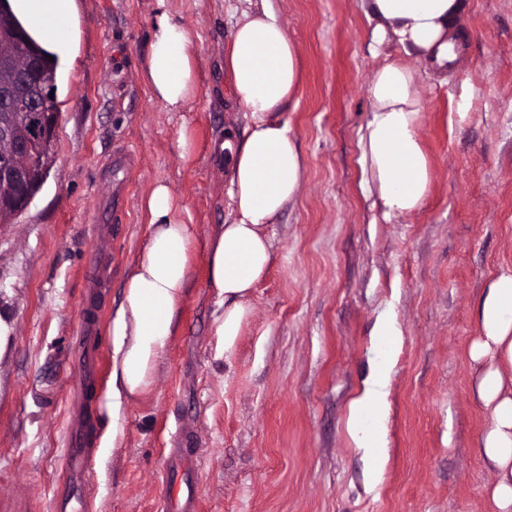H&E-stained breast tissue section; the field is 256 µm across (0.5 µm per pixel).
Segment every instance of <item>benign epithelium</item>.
<instances>
[{"mask_svg":"<svg viewBox=\"0 0 512 512\" xmlns=\"http://www.w3.org/2000/svg\"><path fill=\"white\" fill-rule=\"evenodd\" d=\"M23 115L29 126L30 135L16 141V153L22 158H30L37 153L55 156L56 130L61 114L42 112L34 99L22 100L15 91H0V138H10L14 133L17 115ZM0 178L18 183L20 194L12 201H1L0 211H10L16 217L31 203L35 193L27 189L24 171L14 159L0 160Z\"/></svg>","mask_w":512,"mask_h":512,"instance_id":"7a95c632","label":"benign epithelium"}]
</instances>
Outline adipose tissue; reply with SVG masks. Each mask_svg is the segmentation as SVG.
<instances>
[{"label": "adipose tissue", "mask_w": 512, "mask_h": 512, "mask_svg": "<svg viewBox=\"0 0 512 512\" xmlns=\"http://www.w3.org/2000/svg\"><path fill=\"white\" fill-rule=\"evenodd\" d=\"M7 8L30 38L54 57L58 77L76 61L77 0H7ZM461 0H369L375 41L386 36L404 51L438 66L456 57L454 21ZM197 47L177 18L161 14L153 28L144 77L153 97L172 112L197 93ZM232 97L250 116L243 137L227 134L218 152L228 173L235 217L221 225L208 247V286L224 307L215 333L231 352L249 314L247 299L272 258L265 228L292 202L305 174L303 157L287 122L279 117L300 86L297 50L267 5L245 14L224 56ZM370 117L360 136L363 188L385 214L418 209L431 183L419 137L423 105L417 75L400 61L381 65L369 88ZM149 233L112 315V370L103 407L108 421L99 449L116 448L124 436V407L148 393L157 365L174 334L188 288L192 225L167 184L156 183L143 201ZM483 334L470 357L483 364L477 395L491 415L480 452L497 471L491 497L497 512H512V273L500 274L482 296ZM400 334L393 316L373 330V370L349 404L347 430L380 483L385 466L381 439L388 383Z\"/></svg>", "instance_id": "obj_1"}]
</instances>
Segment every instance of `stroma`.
<instances>
[{"instance_id": "stroma-1", "label": "stroma", "mask_w": 512, "mask_h": 512, "mask_svg": "<svg viewBox=\"0 0 512 512\" xmlns=\"http://www.w3.org/2000/svg\"><path fill=\"white\" fill-rule=\"evenodd\" d=\"M79 55L59 89L55 163L28 208L0 224V512H56L72 482L81 512H160L169 449L198 454L195 512H495L490 425L470 358L477 304L512 270V0H463L457 59L440 67L377 45L365 0H267L294 41L302 81L282 117L305 161L296 199L267 227L271 263L232 352L207 282L208 244L233 220L214 146L244 135L224 54L248 0H78ZM196 46L197 93L167 111L143 79L161 13ZM418 74L423 205L387 216L361 189L358 141L378 67ZM195 150L181 156V128ZM141 156L113 212L100 181L112 152ZM166 183L195 229L190 287L151 392L124 413V438L95 453L110 378L112 314L149 231L143 200ZM402 336L388 386V460L370 485L346 427L370 374L371 332ZM88 419L87 470L65 465L71 418Z\"/></svg>"}]
</instances>
